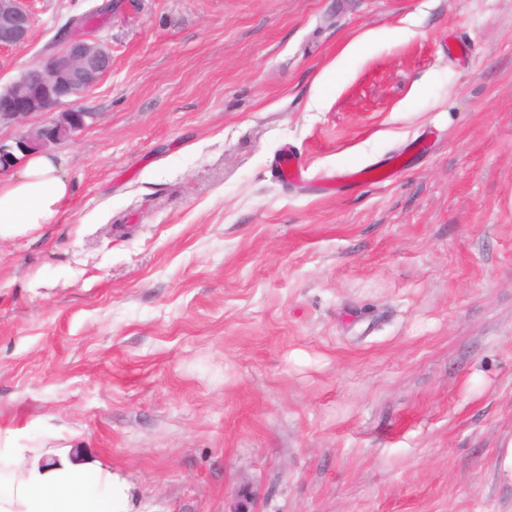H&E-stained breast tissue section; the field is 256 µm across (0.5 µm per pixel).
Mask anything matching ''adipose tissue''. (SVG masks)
<instances>
[{"label":"adipose tissue","instance_id":"obj_1","mask_svg":"<svg viewBox=\"0 0 512 512\" xmlns=\"http://www.w3.org/2000/svg\"><path fill=\"white\" fill-rule=\"evenodd\" d=\"M70 195L64 158L31 155L0 177V238L49 223ZM0 512H130L129 488L108 467L67 448H0Z\"/></svg>","mask_w":512,"mask_h":512}]
</instances>
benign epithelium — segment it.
<instances>
[{
    "mask_svg": "<svg viewBox=\"0 0 512 512\" xmlns=\"http://www.w3.org/2000/svg\"><path fill=\"white\" fill-rule=\"evenodd\" d=\"M31 28L26 0H0V49L25 43ZM110 66L106 45L92 33L78 30L12 81L6 93H0V127H19L21 131L9 143L0 139V174L12 171L30 155L73 139L84 129L78 102ZM64 104L68 108L50 121L28 125L33 117L56 112Z\"/></svg>",
    "mask_w": 512,
    "mask_h": 512,
    "instance_id": "7a95c632",
    "label": "benign epithelium"
}]
</instances>
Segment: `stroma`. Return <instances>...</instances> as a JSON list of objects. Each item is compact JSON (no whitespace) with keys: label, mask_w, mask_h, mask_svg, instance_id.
<instances>
[{"label":"stroma","mask_w":512,"mask_h":512,"mask_svg":"<svg viewBox=\"0 0 512 512\" xmlns=\"http://www.w3.org/2000/svg\"><path fill=\"white\" fill-rule=\"evenodd\" d=\"M102 2L32 0L0 88ZM96 35L72 196L0 240V448L135 512H512V0H118Z\"/></svg>","instance_id":"obj_1"}]
</instances>
